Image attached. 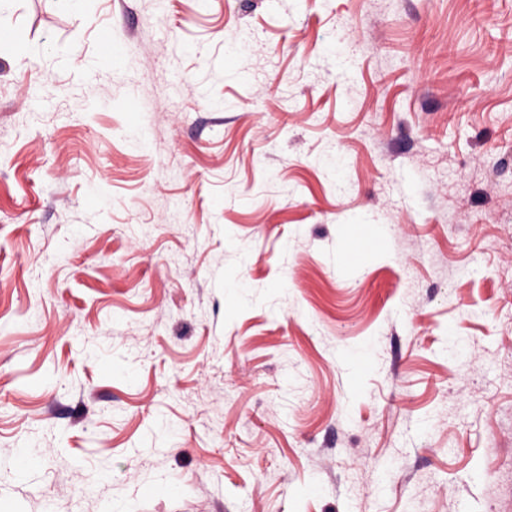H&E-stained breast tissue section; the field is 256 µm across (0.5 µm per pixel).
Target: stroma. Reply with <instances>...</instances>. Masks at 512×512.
Wrapping results in <instances>:
<instances>
[{"instance_id": "obj_1", "label": "stroma", "mask_w": 512, "mask_h": 512, "mask_svg": "<svg viewBox=\"0 0 512 512\" xmlns=\"http://www.w3.org/2000/svg\"><path fill=\"white\" fill-rule=\"evenodd\" d=\"M0 16V512H512V0Z\"/></svg>"}]
</instances>
